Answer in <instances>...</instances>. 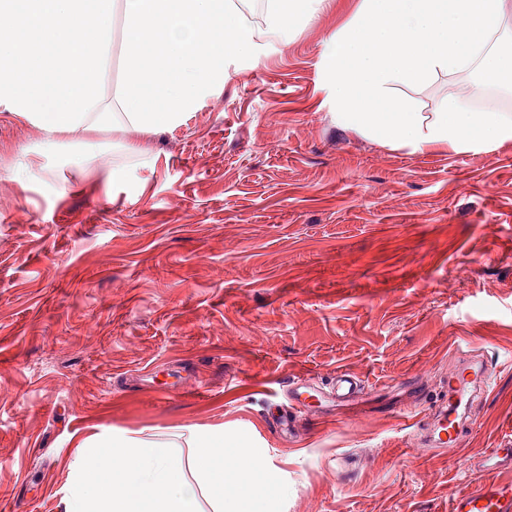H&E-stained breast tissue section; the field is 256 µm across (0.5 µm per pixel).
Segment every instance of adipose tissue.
Returning a JSON list of instances; mask_svg holds the SVG:
<instances>
[{"label":"adipose tissue","mask_w":512,"mask_h":512,"mask_svg":"<svg viewBox=\"0 0 512 512\" xmlns=\"http://www.w3.org/2000/svg\"><path fill=\"white\" fill-rule=\"evenodd\" d=\"M466 70L478 83L458 86L427 117L391 93ZM321 71L337 123L390 146L489 154L512 142L511 113L471 105L484 87L512 82V0H363L356 21L326 38ZM84 468L65 512H265L269 502L268 485L253 480L260 460L225 454L220 430L102 441ZM111 484L123 495H110Z\"/></svg>","instance_id":"1"}]
</instances>
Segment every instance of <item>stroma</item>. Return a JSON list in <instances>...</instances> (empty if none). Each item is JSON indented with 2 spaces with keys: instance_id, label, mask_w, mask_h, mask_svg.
<instances>
[{
  "instance_id": "1",
  "label": "stroma",
  "mask_w": 512,
  "mask_h": 512,
  "mask_svg": "<svg viewBox=\"0 0 512 512\" xmlns=\"http://www.w3.org/2000/svg\"><path fill=\"white\" fill-rule=\"evenodd\" d=\"M322 12L176 125H104L82 166L0 111V505L63 512L93 442L220 429L250 449L269 512H451L512 469V143L411 154L336 122ZM468 74L393 88L429 114ZM492 384L438 448L413 422L463 356ZM365 384L358 413L270 424L286 381ZM481 472L508 469L512 467V443L492 448L480 456L475 466Z\"/></svg>"
}]
</instances>
